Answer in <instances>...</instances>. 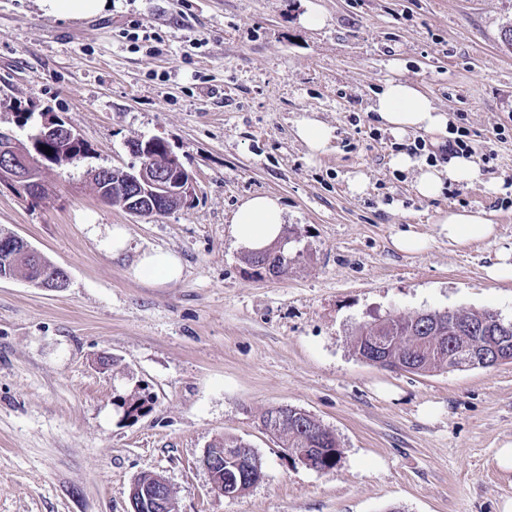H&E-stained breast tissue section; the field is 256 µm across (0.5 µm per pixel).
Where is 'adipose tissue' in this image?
Masks as SVG:
<instances>
[{"label":"adipose tissue","mask_w":512,"mask_h":512,"mask_svg":"<svg viewBox=\"0 0 512 512\" xmlns=\"http://www.w3.org/2000/svg\"><path fill=\"white\" fill-rule=\"evenodd\" d=\"M371 110L388 131L399 137L412 131L440 136L448 133L447 113L418 87L401 80H387L376 93ZM476 174L475 163L463 155L456 157L445 169L420 171L413 188L420 197L430 199L442 192L445 182H468ZM284 223V208L279 197L258 194L240 203L230 222V234L237 244L259 252L281 240ZM440 232L449 244L463 247L474 241L494 238L496 227L486 212L459 210L441 217ZM181 272L179 258L159 249L143 252L134 267L137 277L160 282L176 280Z\"/></svg>","instance_id":"ef3b65f1"}]
</instances>
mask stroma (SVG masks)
Masks as SVG:
<instances>
[{
  "mask_svg": "<svg viewBox=\"0 0 512 512\" xmlns=\"http://www.w3.org/2000/svg\"><path fill=\"white\" fill-rule=\"evenodd\" d=\"M325 16L304 27L308 8ZM512 0H111L63 20L39 0H0V129L27 140L59 116L89 157L47 169L44 198L0 185V231L69 275L62 291L0 278V512H130L132 483L163 477L180 512H499L512 473V363L430 373L359 359L360 325L422 312L512 320V280L486 275L512 248ZM418 85L470 131L477 177L437 198L413 189L368 107L382 82ZM32 114L17 128L16 112ZM313 114L334 133L312 158L294 134ZM162 139L195 182L190 201L135 217L102 203L89 168L138 165ZM364 174L365 194L348 183ZM256 193L279 196L297 253L270 279L229 224ZM488 213L495 238L449 246L443 212ZM129 236L123 258L101 241ZM412 230L428 248L392 239ZM175 253L179 280L136 277L138 256ZM152 399L126 415L122 400ZM290 406L331 430L335 469L294 462L262 425ZM432 417H425L424 408ZM236 437L264 478L210 490L204 453ZM395 248L401 252L418 253L428 247V240L413 231L400 232L393 240Z\"/></svg>",
  "mask_w": 512,
  "mask_h": 512,
  "instance_id": "stroma-1",
  "label": "stroma"
}]
</instances>
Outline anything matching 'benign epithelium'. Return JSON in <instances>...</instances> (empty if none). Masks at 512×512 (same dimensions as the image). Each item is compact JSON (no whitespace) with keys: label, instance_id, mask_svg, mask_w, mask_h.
<instances>
[{"label":"benign epithelium","instance_id":"obj_1","mask_svg":"<svg viewBox=\"0 0 512 512\" xmlns=\"http://www.w3.org/2000/svg\"><path fill=\"white\" fill-rule=\"evenodd\" d=\"M46 139L56 142L67 154V147L81 139V135L63 120L46 114L43 116L39 139L32 140L30 145L20 152L14 134L0 129V178L5 179L16 194L29 196L37 193L40 189L37 170H46L55 165L54 158L42 154L41 142ZM153 144L155 141L151 139L145 141L141 148L139 164L127 170L99 167L92 171L93 175L108 183L112 182V174L116 172L124 184L133 188V191L124 197L125 209L133 215H141L144 209L156 208L166 200L186 201L194 193L193 177L182 167L175 154L168 155V163L163 169L152 164ZM16 241L23 245L19 255L28 258L34 265L38 264L41 252L15 235L0 240V251L7 256V260L19 256L12 252ZM37 283L45 290L59 291L68 287L69 278L66 271L58 266L52 277H41ZM500 341L499 336L485 337L482 349L475 355L468 349H463L461 367L465 369L511 363L512 353L501 349ZM200 463L209 474L211 490L221 496H230V493L224 491V455L215 456L208 451ZM129 501L131 512H179L173 491L160 476L155 477V483L149 486L139 481L134 482L129 491Z\"/></svg>","mask_w":512,"mask_h":512}]
</instances>
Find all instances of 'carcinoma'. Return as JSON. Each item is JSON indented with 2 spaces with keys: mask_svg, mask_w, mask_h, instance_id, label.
Wrapping results in <instances>:
<instances>
[{
  "mask_svg": "<svg viewBox=\"0 0 512 512\" xmlns=\"http://www.w3.org/2000/svg\"><path fill=\"white\" fill-rule=\"evenodd\" d=\"M248 261L267 275L279 278L288 272V264L295 256L272 246L261 252H252ZM23 274L26 280H34L38 271L31 264L12 265L0 255V275L12 277ZM391 336L393 342L379 354L382 359L394 358L404 364L411 373H427L448 365V358L458 350L479 349L485 336L512 337V324L499 320L491 311H454L436 314V318L392 317L376 329L365 324L359 328L355 340V353L364 360L374 361L372 337ZM318 435L308 429L292 425L277 436L285 448H312L315 460L324 471L336 467L340 458L339 444L332 431L315 423Z\"/></svg>",
  "mask_w": 512,
  "mask_h": 512,
  "instance_id": "carcinoma-1",
  "label": "carcinoma"
}]
</instances>
